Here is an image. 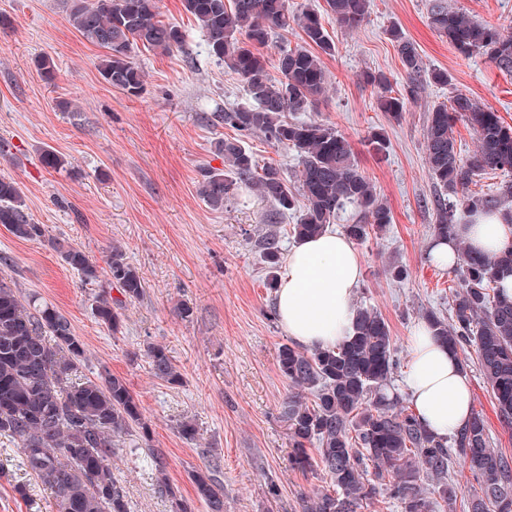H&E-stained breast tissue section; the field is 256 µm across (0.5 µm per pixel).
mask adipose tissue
I'll return each mask as SVG.
<instances>
[{"label": "adipose tissue", "instance_id": "ef3b65f1", "mask_svg": "<svg viewBox=\"0 0 512 512\" xmlns=\"http://www.w3.org/2000/svg\"><path fill=\"white\" fill-rule=\"evenodd\" d=\"M461 240L475 252L499 253L512 248V225L496 214L478 215L475 223L457 225L454 237L432 240L430 262L454 269ZM361 278L360 254L344 233L328 230L298 240L274 300L281 327L293 341L311 348L345 340L353 333L354 294ZM406 392L410 408L435 436L452 435L471 420L470 386L460 362L424 324L411 334Z\"/></svg>", "mask_w": 512, "mask_h": 512}]
</instances>
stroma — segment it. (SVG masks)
I'll use <instances>...</instances> for the list:
<instances>
[{
  "mask_svg": "<svg viewBox=\"0 0 512 512\" xmlns=\"http://www.w3.org/2000/svg\"><path fill=\"white\" fill-rule=\"evenodd\" d=\"M432 2L369 0L364 22L352 31L325 14V0H288L291 10L321 12L336 43L335 55L323 59L329 92L312 117L351 141L392 213L386 233L358 247L362 279L355 301L387 320L405 366L419 314L447 311L460 279L458 270L440 269L427 257L436 195L424 151L428 113L462 92L512 127V73L485 57H464L439 37L428 23ZM447 3L512 34V0ZM157 6L163 20L181 27L184 42L168 54L135 48L132 60L145 83L140 95L129 96L104 81L99 65L105 51L72 27L64 0H0V175L19 184L34 223L80 246L98 265L113 246H122L146 292L125 308L120 332H111L96 319L89 289L47 241L23 240L1 226L0 276L11 278L21 296H37L69 318L87 348L82 375L107 366L139 400L150 436L125 437L113 462L130 512L171 510L147 462L151 448L161 451L170 485L194 512L208 509L198 502L191 475L211 457L221 462L216 478L224 487V512H298L300 494L322 480L288 465L281 412L289 385L277 355L290 338L276 317L265 265L246 239L258 229L274 230L290 249L287 229L296 217L276 214L248 184L220 208L200 195L201 169L224 166L217 142L236 135L216 114L247 104L248 96L240 79L208 54L181 0H157ZM394 27L414 43L427 70L448 74L447 84L425 83L398 119L379 107L369 81L381 74L393 90L403 87L389 34ZM40 57L53 60V80L37 69ZM374 131L385 135L383 152L367 142ZM243 145L296 184L293 150L260 134ZM46 150L62 156L65 167L45 168L40 157ZM394 266L406 267L408 278L394 280ZM183 303L190 317L179 315ZM150 343L168 350L180 385L151 374L142 356ZM466 373L473 409L483 416L493 447L512 454V426L502 423L476 359H469ZM185 421L195 424V440L182 436ZM19 485L26 495L16 493ZM53 510L50 490L27 474L16 443L0 439V512Z\"/></svg>",
  "mask_w": 512,
  "mask_h": 512,
  "instance_id": "obj_1",
  "label": "stroma"
}]
</instances>
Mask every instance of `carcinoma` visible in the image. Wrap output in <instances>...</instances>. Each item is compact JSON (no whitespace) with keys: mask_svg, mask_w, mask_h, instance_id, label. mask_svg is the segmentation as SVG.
Returning <instances> with one entry per match:
<instances>
[{"mask_svg":"<svg viewBox=\"0 0 512 512\" xmlns=\"http://www.w3.org/2000/svg\"><path fill=\"white\" fill-rule=\"evenodd\" d=\"M326 12L347 29L366 18L367 0H325ZM185 11L201 28L210 55L224 62L244 82L253 105L224 111L218 117L242 137L262 134L292 149L299 161L298 187H291L275 165H259L239 139L222 140L217 152L228 171L207 170L200 193L213 207L224 206L237 183L255 186L278 212L296 213L289 234L299 240L316 236L348 206L357 220L344 233L363 244L392 224L389 207L378 196L356 160L351 142L299 112L313 109L326 88L322 56H333L336 44L322 15L291 13L288 0H183ZM70 24L88 41L106 49L100 74L113 88L131 96L143 90V75L131 61L141 45L168 54L181 47L180 28L159 19L156 0H67ZM430 27L459 54L482 55L499 70L512 72V35L474 20L446 5L432 4ZM299 28L306 46L280 50L272 76L258 48L279 30ZM405 73L404 93L394 96L384 75L370 77L380 107L398 119L426 81L448 83V73L424 68L414 43L391 29ZM461 120L477 135V150L463 159L452 127ZM428 173L447 195L434 200L433 236L446 238L479 213H497L512 224V181L493 194L474 192L475 178L490 171L512 173V128L492 108L463 93L429 112L425 129ZM0 224L14 236L47 241L61 261L94 287L92 307L98 321L116 334L123 310L140 300L145 283L114 245L106 271L82 248L48 235L25 212L22 191L0 177ZM270 282L280 263L279 235L257 239ZM512 274V252L497 257L461 256V279L451 292L449 318L427 310L423 322L455 354L469 347L486 378L502 420L512 423V298L499 282ZM119 296H112V290ZM144 356L152 375L170 385L182 381L166 348L149 343ZM86 361L84 343L69 320L54 306L23 302L14 283L0 276V436L17 441L23 464L47 485L57 512H130L126 492L112 473L121 439L136 429L149 436L138 400L127 383L103 367L79 378ZM401 359L388 323L377 309L360 305L354 334L329 349H299L283 344L278 368L290 392L282 418L292 448L290 465L301 473L327 480L300 497L301 512H365L383 495L401 512H512V455L490 445L483 417L450 438H434L403 398L389 392ZM151 464L161 475L160 487L172 512H192L168 483L163 455ZM469 471L477 488L458 500L454 467ZM211 459L192 475L196 496L210 512H224V487L213 477Z\"/></svg>","mask_w":512,"mask_h":512,"instance_id":"obj_1","label":"carcinoma"}]
</instances>
